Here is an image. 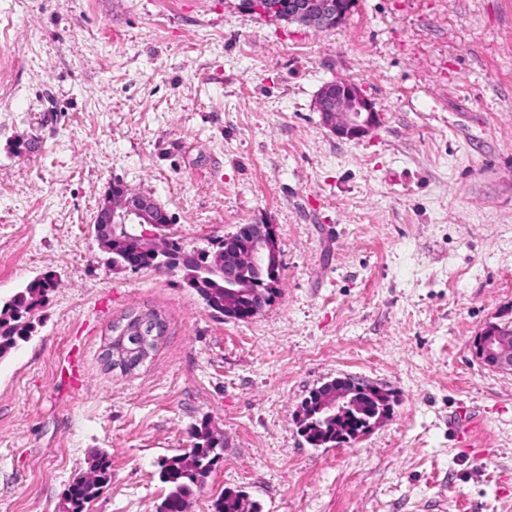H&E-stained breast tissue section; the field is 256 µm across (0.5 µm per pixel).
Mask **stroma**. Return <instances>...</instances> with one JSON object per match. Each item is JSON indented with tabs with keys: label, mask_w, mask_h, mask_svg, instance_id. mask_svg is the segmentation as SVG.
Segmentation results:
<instances>
[{
	"label": "stroma",
	"mask_w": 512,
	"mask_h": 512,
	"mask_svg": "<svg viewBox=\"0 0 512 512\" xmlns=\"http://www.w3.org/2000/svg\"><path fill=\"white\" fill-rule=\"evenodd\" d=\"M380 112L362 141L314 109L330 81ZM153 198L182 250L269 224L262 311L210 309L183 273L113 266V184ZM51 275L0 360V512H157V462L210 420L224 490L261 512H512V373L474 339L512 307V0H354L314 29L238 0H0V300ZM155 309L152 361L107 369L113 322ZM336 377L392 396L357 440L315 448L302 401ZM93 477L79 478L66 493L68 512H84V506L107 484L112 477V462L107 454H100L92 463Z\"/></svg>",
	"instance_id": "1"
}]
</instances>
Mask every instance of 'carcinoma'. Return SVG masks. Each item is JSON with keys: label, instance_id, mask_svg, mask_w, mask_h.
Returning a JSON list of instances; mask_svg holds the SVG:
<instances>
[{"label": "carcinoma", "instance_id": "1", "mask_svg": "<svg viewBox=\"0 0 512 512\" xmlns=\"http://www.w3.org/2000/svg\"><path fill=\"white\" fill-rule=\"evenodd\" d=\"M103 249L111 254L112 264L127 266L131 261L139 262V267L153 266L150 256L140 252L133 237L129 234L119 237L103 235ZM281 271H249L252 287L264 293H272L279 282ZM188 283L197 292L210 294L212 310L224 314V277L211 269L204 257H199L192 266ZM51 277H43L26 285L0 306V360L15 349L18 341L27 338V324L23 319L40 305L54 288ZM344 382L363 398L355 415L346 424L336 426L318 412L321 398L336 389L335 381L324 384L319 393L311 394L301 405V417L298 420L301 434L314 448L334 447L338 444L336 437L355 439L363 430L372 415H387L390 409L389 395L381 392L370 383L346 378ZM192 439L191 452L185 455L164 458L158 461L159 480L166 484L168 493L158 506V512H189L194 490L201 488L207 481L214 467L223 456V442L214 434L208 421L190 427ZM93 477L79 478L74 481L66 493L68 512H84V506L107 484L112 477V462L102 453L92 463ZM213 512H260V507L248 502L241 491L226 490L224 495L212 504Z\"/></svg>", "mask_w": 512, "mask_h": 512}]
</instances>
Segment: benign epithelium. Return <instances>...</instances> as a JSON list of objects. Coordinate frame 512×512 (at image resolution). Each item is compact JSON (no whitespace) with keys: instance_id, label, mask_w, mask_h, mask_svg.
<instances>
[{"instance_id":"obj_1","label":"benign epithelium","mask_w":512,"mask_h":512,"mask_svg":"<svg viewBox=\"0 0 512 512\" xmlns=\"http://www.w3.org/2000/svg\"><path fill=\"white\" fill-rule=\"evenodd\" d=\"M245 11L271 17H288L289 22L314 28L337 24L349 10V0H240ZM315 110L322 124L333 134L350 141H361L380 125V113L358 86L350 81L336 80L325 84L315 100ZM156 202L128 188L109 192L99 206L95 223L121 226L133 224L139 238L148 242V252L155 267L167 270L172 265L169 244L157 240L154 229ZM247 246L240 247L241 239ZM267 262L274 267L279 262L275 234L268 224H248L224 238V302L237 301V318L248 319L258 313L259 294L243 284L245 272L252 266ZM164 337L160 315L156 312L130 313L112 326V342L103 353L110 369L130 373L152 358ZM478 345L485 364L500 371L512 372V331L499 328L482 330ZM356 404L355 393L336 392L324 407L336 411L340 418Z\"/></svg>"}]
</instances>
